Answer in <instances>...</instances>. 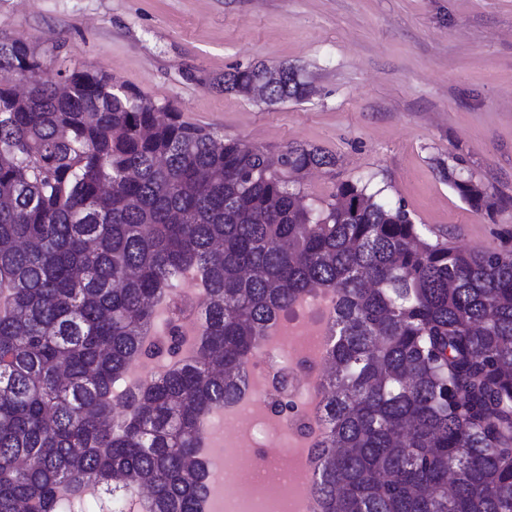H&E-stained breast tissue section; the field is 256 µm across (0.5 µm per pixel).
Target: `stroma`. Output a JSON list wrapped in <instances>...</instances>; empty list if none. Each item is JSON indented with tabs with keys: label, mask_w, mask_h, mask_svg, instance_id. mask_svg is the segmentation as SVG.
I'll use <instances>...</instances> for the list:
<instances>
[{
	"label": "stroma",
	"mask_w": 512,
	"mask_h": 512,
	"mask_svg": "<svg viewBox=\"0 0 512 512\" xmlns=\"http://www.w3.org/2000/svg\"><path fill=\"white\" fill-rule=\"evenodd\" d=\"M0 38L43 79L92 68L185 121L277 153L321 148L301 187L362 180L457 247L512 251V0H0ZM286 64L304 102L257 104L225 73ZM465 168L497 203L474 211L440 175Z\"/></svg>",
	"instance_id": "1"
}]
</instances>
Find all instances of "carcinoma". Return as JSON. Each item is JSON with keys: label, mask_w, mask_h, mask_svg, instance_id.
I'll return each instance as SVG.
<instances>
[{"label": "carcinoma", "mask_w": 512, "mask_h": 512, "mask_svg": "<svg viewBox=\"0 0 512 512\" xmlns=\"http://www.w3.org/2000/svg\"><path fill=\"white\" fill-rule=\"evenodd\" d=\"M0 40V512H202L206 422L280 313L336 294L313 491L325 512H512V252L431 236L368 183L306 200L316 147L273 158L106 74L72 89ZM265 64L224 76L250 97ZM34 78L23 98L13 78ZM311 93L293 69L268 106ZM440 173L492 211L459 165ZM201 281L199 355L179 305ZM174 366L130 386L141 360ZM274 415L296 409L288 373Z\"/></svg>", "instance_id": "carcinoma-1"}]
</instances>
